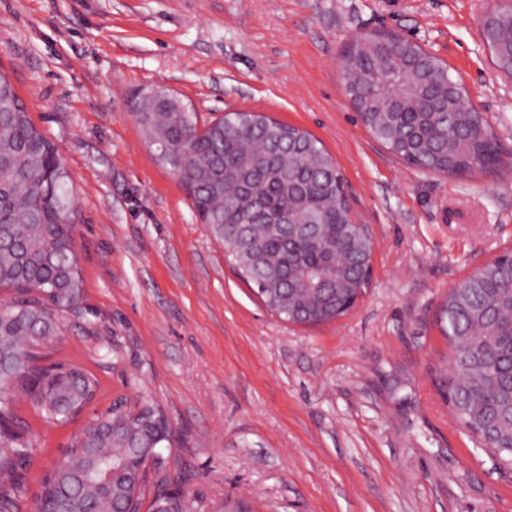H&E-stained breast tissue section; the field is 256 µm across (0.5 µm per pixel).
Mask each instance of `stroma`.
I'll return each mask as SVG.
<instances>
[{"mask_svg":"<svg viewBox=\"0 0 512 512\" xmlns=\"http://www.w3.org/2000/svg\"><path fill=\"white\" fill-rule=\"evenodd\" d=\"M512 0H0V67L58 148L79 220L85 318L56 359L93 373L83 417L43 421L20 474L33 512L47 469L119 397L158 401L187 494L227 512H512V466L485 453L431 380L450 288L512 250V171L436 175L360 122L341 58L395 34L447 62L512 154V77L485 14ZM176 93L200 121L259 112L319 138L372 277L343 317L285 322L233 271L179 178L158 165L135 96ZM112 336L131 338L122 362Z\"/></svg>","mask_w":512,"mask_h":512,"instance_id":"35a3bbf8","label":"stroma"}]
</instances>
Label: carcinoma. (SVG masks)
I'll return each instance as SVG.
<instances>
[{"instance_id": "cac0c4a2", "label": "carcinoma", "mask_w": 512, "mask_h": 512, "mask_svg": "<svg viewBox=\"0 0 512 512\" xmlns=\"http://www.w3.org/2000/svg\"><path fill=\"white\" fill-rule=\"evenodd\" d=\"M483 37L496 62L512 56V8ZM424 54L392 34L355 38L342 71L362 124L393 155L420 170L469 174L504 164L493 130L468 103L461 80L447 97L448 65L429 57L426 85L404 66ZM136 117L156 161L182 181L192 206L229 262L266 307L295 324L344 316L370 283L373 237L354 222L337 165L309 132L259 112H228L200 129L170 92L144 91ZM254 210L291 217L271 229L249 224ZM69 174L59 152L32 123L0 70V512H22L18 468L31 451L15 394L47 423L80 414L99 383L83 368L47 364L60 314H82ZM441 332L448 372L433 382L481 449L512 464V256L504 255L448 291ZM176 433L154 400L120 397L89 419L45 475L36 512H133L153 456L151 507L203 512L199 497L173 494L178 468L161 449Z\"/></svg>"}]
</instances>
